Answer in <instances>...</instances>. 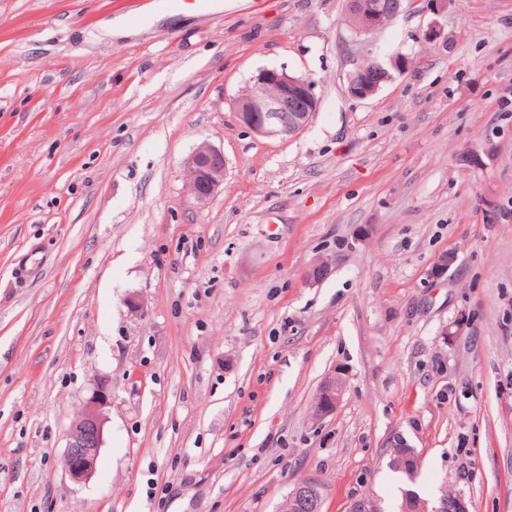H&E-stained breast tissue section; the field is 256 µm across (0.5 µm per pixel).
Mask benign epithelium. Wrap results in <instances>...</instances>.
<instances>
[{
  "mask_svg": "<svg viewBox=\"0 0 512 512\" xmlns=\"http://www.w3.org/2000/svg\"><path fill=\"white\" fill-rule=\"evenodd\" d=\"M405 0H347L351 26L368 35L386 26L404 10ZM407 59L397 55L387 68L376 61L365 60L347 75L350 94L357 99L373 96L392 78L390 69L399 72ZM315 84L307 78L292 75L285 69H263L246 86L235 101V111L241 123L254 132L268 137H293L310 123L319 108ZM226 162L224 152L210 143H199L184 162L186 188L198 203L209 200L224 185ZM344 392L340 376L329 377L320 387L314 418L331 414ZM111 404L109 382L98 381L86 403L71 421L66 432L63 464L69 479L77 484L88 481L96 468L103 445L105 408ZM291 512H320L321 494L310 481L297 483L288 493ZM423 512H469L466 499L458 495L452 501L444 497L441 503Z\"/></svg>",
  "mask_w": 512,
  "mask_h": 512,
  "instance_id": "obj_1",
  "label": "benign epithelium"
}]
</instances>
